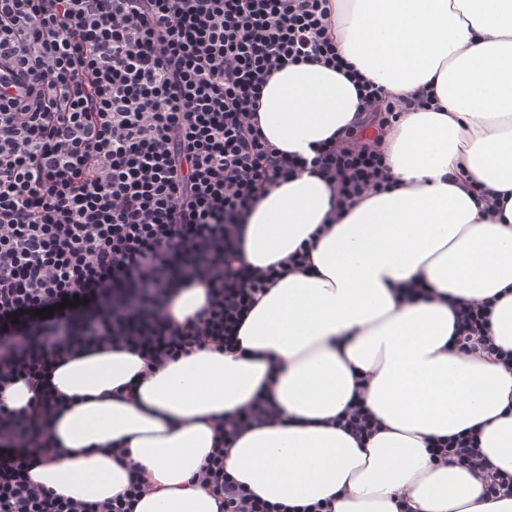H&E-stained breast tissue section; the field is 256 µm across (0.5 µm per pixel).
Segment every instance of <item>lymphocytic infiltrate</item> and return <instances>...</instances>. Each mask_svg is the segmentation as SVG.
<instances>
[{
	"label": "lymphocytic infiltrate",
	"instance_id": "obj_1",
	"mask_svg": "<svg viewBox=\"0 0 512 512\" xmlns=\"http://www.w3.org/2000/svg\"><path fill=\"white\" fill-rule=\"evenodd\" d=\"M330 28L329 0H0V512H133L147 490L134 467L102 503L30 481L66 402L56 369L88 349L136 352L150 371L195 349L235 351L260 296L308 269L303 249L266 268L242 260L261 193L309 167L342 210L391 185L366 131L429 105L424 93L392 98L349 72L368 119L309 159L255 122L285 63L344 69ZM192 279L207 304L174 326L167 306ZM495 303H451L455 343L509 370L512 350L490 334ZM20 382L34 393L23 412L3 400ZM279 417L259 397L219 423L196 480L223 512H290L224 466L238 437ZM431 457L479 469L489 498L512 495L474 429L434 442Z\"/></svg>",
	"mask_w": 512,
	"mask_h": 512
}]
</instances>
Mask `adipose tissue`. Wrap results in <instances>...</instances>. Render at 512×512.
<instances>
[{
	"label": "adipose tissue",
	"mask_w": 512,
	"mask_h": 512,
	"mask_svg": "<svg viewBox=\"0 0 512 512\" xmlns=\"http://www.w3.org/2000/svg\"><path fill=\"white\" fill-rule=\"evenodd\" d=\"M346 61L398 97L430 89L436 108L406 110L382 136L395 180L345 213L324 177L303 172L261 197L242 257L264 268L308 250L254 306L241 352L194 350L146 373L129 351L66 361L68 399L48 435L58 451L32 480L103 502L128 485L129 449L148 490L135 512H219L194 476L215 427L264 394L282 419L229 449L234 479L290 506L333 499L335 512H512L485 500L468 466L431 460L429 444L479 427L482 453L512 473V370L455 346L452 297H496L491 334L512 350V0H331ZM357 91L320 64H290L262 89L258 123L281 151L341 136ZM422 280L436 296L402 301ZM383 424L365 443L336 427L352 398Z\"/></svg>",
	"instance_id": "ef3b65f1"
}]
</instances>
